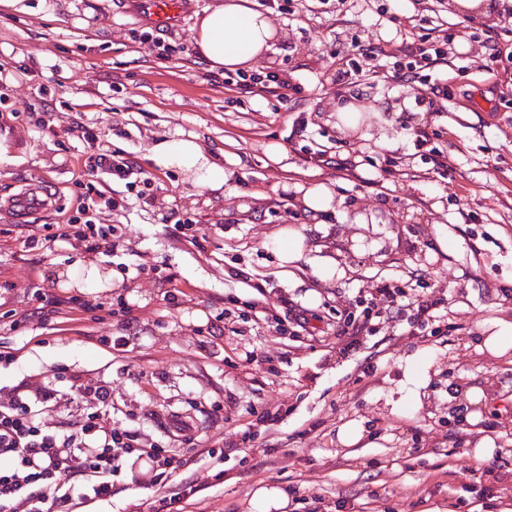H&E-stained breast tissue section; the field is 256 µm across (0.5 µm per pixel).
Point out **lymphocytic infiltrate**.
<instances>
[{
    "instance_id": "f902f5d3",
    "label": "lymphocytic infiltrate",
    "mask_w": 512,
    "mask_h": 512,
    "mask_svg": "<svg viewBox=\"0 0 512 512\" xmlns=\"http://www.w3.org/2000/svg\"><path fill=\"white\" fill-rule=\"evenodd\" d=\"M413 14L391 16L399 28L401 42L387 53L380 42L334 40L325 53L336 66L337 99L370 66L381 82L415 85L414 102L428 118L441 116L452 98L447 80L429 79L428 71L448 66V34L430 23V0H412ZM244 97L258 100H287L294 90L288 70L238 72L225 77ZM90 168L101 176L102 190L83 204L78 216L65 224L24 225L20 244L31 251L51 253L68 246H84L94 253H112L122 233L117 225L96 218L101 209H125L127 198L107 195L106 185L136 183L140 169L129 153L100 149ZM96 304L81 296H59L39 292L34 304L10 313L13 331L34 324L45 330L74 335L75 339H97L105 347L120 346L121 337L97 335L93 324ZM87 405L67 427H49L46 416L66 414L71 400ZM111 381H88L85 374L66 370L54 380L36 381L23 376L16 384L0 387V512H80L94 503L111 501L117 478L130 473L133 481L160 491L159 503L166 512L182 500L184 493L162 494V480L168 472L187 466L188 460L169 454L149 435L116 427L112 413Z\"/></svg>"
}]
</instances>
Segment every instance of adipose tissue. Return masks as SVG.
Masks as SVG:
<instances>
[{
    "label": "adipose tissue",
    "mask_w": 512,
    "mask_h": 512,
    "mask_svg": "<svg viewBox=\"0 0 512 512\" xmlns=\"http://www.w3.org/2000/svg\"><path fill=\"white\" fill-rule=\"evenodd\" d=\"M275 34L272 19L249 8L246 0H218L216 5L203 9L198 15L192 47L195 56L210 69L234 72L257 63L269 50ZM145 150L156 165L185 170L193 184H205L217 190L226 180L223 167L212 162L194 138L162 136L146 145ZM281 188L291 193L303 207L319 214L336 211L342 204L323 182H285Z\"/></svg>",
    "instance_id": "adipose-tissue-1"
}]
</instances>
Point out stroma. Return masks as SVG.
<instances>
[{
    "label": "stroma",
    "instance_id": "1",
    "mask_svg": "<svg viewBox=\"0 0 512 512\" xmlns=\"http://www.w3.org/2000/svg\"><path fill=\"white\" fill-rule=\"evenodd\" d=\"M216 2L192 0L166 56L150 51L151 21L131 0H25L26 12L0 14V198L47 184L55 197L47 221L66 223L91 178L93 150L72 132L79 123L102 129L106 146L131 153L153 184L149 203L103 214L124 230L109 257L69 248L45 258L0 234V284L15 286L9 308L51 288L106 306L124 300L133 317L101 325L127 339L112 350L64 335L29 343L0 328V346L21 350L0 367V386L65 368L111 379L114 420L178 455L186 445L156 419L192 417L224 454L172 479L171 491L186 482L197 490L182 512H249L261 485L285 489L288 512H512V350L478 348L489 321H512V0H494L485 14L459 11L453 0L436 5L453 55L439 76L471 90L436 121L455 170L447 183L402 125L414 106L410 87L360 77L354 102L372 115L368 135L336 125L322 49L355 35L379 40L387 21L340 0L274 15L277 34L257 67L288 69L300 86L274 105L239 98L223 71L194 55L195 15ZM490 54L499 67L489 73L478 64ZM40 117L56 137L38 138ZM301 117L303 139L291 134ZM182 133L223 166L222 189L191 185L180 169L147 158L148 141ZM271 143L284 148L280 164L265 155ZM319 150L355 161L356 176L308 164ZM388 158L400 176L373 186ZM287 179L325 181L344 209L314 216L276 190ZM360 213L373 221L357 241ZM179 219L201 222L203 245L181 236ZM288 228L304 234L306 248L285 276L278 252ZM127 264L138 273L124 272ZM380 284L438 300L437 320H413L384 301L372 335L339 334ZM174 285L184 296L173 307L164 295ZM302 310L307 330L280 335L266 323ZM211 323L224 334L204 338ZM132 370L142 379H129ZM473 386L486 393L474 424L448 398ZM263 412L274 422L257 423ZM353 420L365 433L347 448L337 432ZM484 438L496 448L487 462L473 453ZM489 462L501 481L485 475Z\"/></svg>",
    "mask_w": 512,
    "mask_h": 512
}]
</instances>
